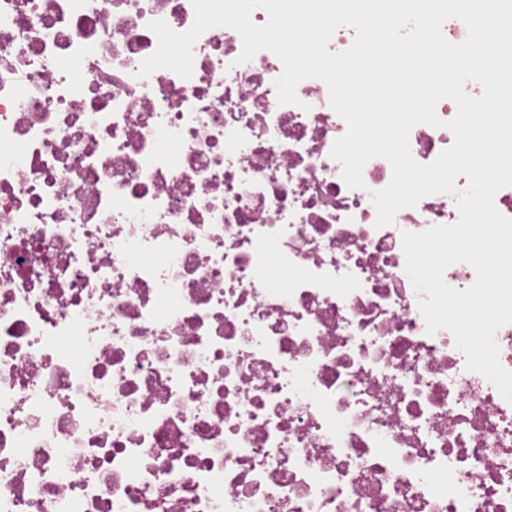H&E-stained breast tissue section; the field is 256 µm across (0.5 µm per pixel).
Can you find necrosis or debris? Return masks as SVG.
Wrapping results in <instances>:
<instances>
[{
	"label": "necrosis or debris",
	"instance_id": "obj_1",
	"mask_svg": "<svg viewBox=\"0 0 512 512\" xmlns=\"http://www.w3.org/2000/svg\"><path fill=\"white\" fill-rule=\"evenodd\" d=\"M191 0H0V512H512V403L427 334L327 85ZM413 158L454 143L416 125Z\"/></svg>",
	"mask_w": 512,
	"mask_h": 512
}]
</instances>
